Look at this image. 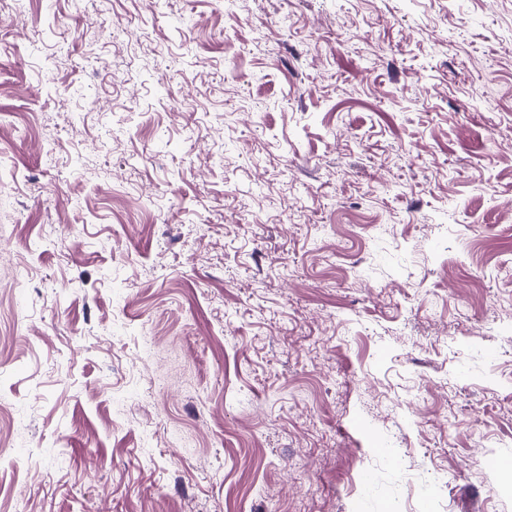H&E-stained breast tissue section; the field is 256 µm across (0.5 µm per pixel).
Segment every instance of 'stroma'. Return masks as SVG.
Segmentation results:
<instances>
[{
    "label": "stroma",
    "mask_w": 512,
    "mask_h": 512,
    "mask_svg": "<svg viewBox=\"0 0 512 512\" xmlns=\"http://www.w3.org/2000/svg\"><path fill=\"white\" fill-rule=\"evenodd\" d=\"M512 0L0 10V512H512Z\"/></svg>",
    "instance_id": "1"
}]
</instances>
